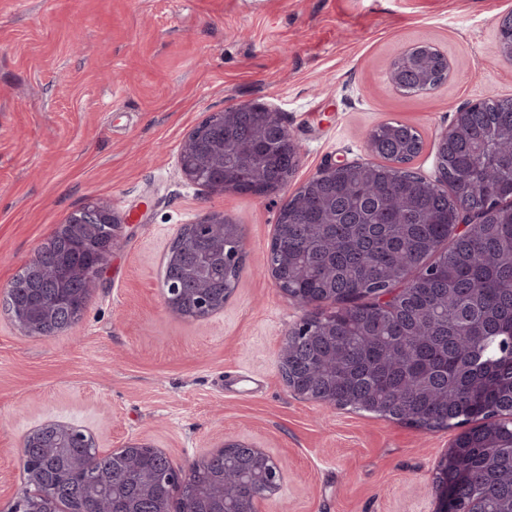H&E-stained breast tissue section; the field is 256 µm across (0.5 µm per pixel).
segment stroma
<instances>
[{
    "label": "stroma",
    "mask_w": 512,
    "mask_h": 512,
    "mask_svg": "<svg viewBox=\"0 0 512 512\" xmlns=\"http://www.w3.org/2000/svg\"><path fill=\"white\" fill-rule=\"evenodd\" d=\"M512 0H0V292L73 211L104 200L122 217L80 321L25 335L0 308V512L28 483L24 435L48 420L102 452L129 441L178 466L225 438L284 466L262 512H437L436 467L459 428L428 431L292 393L277 367L300 316L263 271L288 192L217 195L180 172L186 135L257 101L281 112L303 154L298 188L331 160H369L385 122L415 127L410 162L439 176L441 133L462 106L512 99L497 21ZM440 48L452 73L406 94L391 61ZM221 212L245 257L224 310H166V255L185 225ZM54 429L56 433L64 434L67 437H72L74 440L86 444V447L93 448L97 453L99 449L96 447L92 437L85 433L81 428L61 421H48L32 430H30L23 438L20 453L24 469H27L30 479L34 480L35 465L29 455V448H31L30 440L39 435L42 431Z\"/></svg>",
    "instance_id": "1"
}]
</instances>
